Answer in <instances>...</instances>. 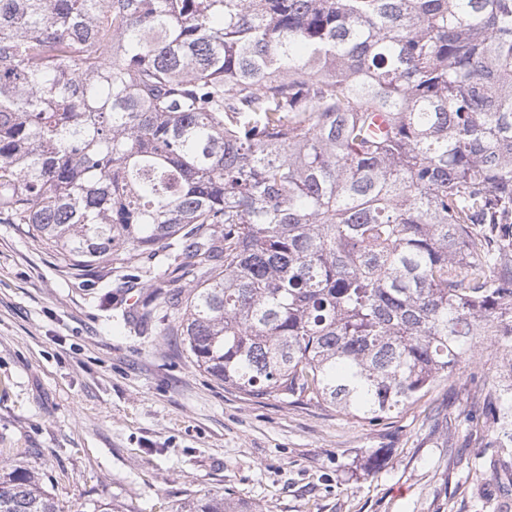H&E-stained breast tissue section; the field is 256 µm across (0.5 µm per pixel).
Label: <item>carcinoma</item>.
I'll use <instances>...</instances> for the list:
<instances>
[{
    "instance_id": "1",
    "label": "carcinoma",
    "mask_w": 512,
    "mask_h": 512,
    "mask_svg": "<svg viewBox=\"0 0 512 512\" xmlns=\"http://www.w3.org/2000/svg\"><path fill=\"white\" fill-rule=\"evenodd\" d=\"M0 222L175 247L154 295L250 397L373 424L494 347L512 463V0H0ZM0 512L58 510L14 468Z\"/></svg>"
}]
</instances>
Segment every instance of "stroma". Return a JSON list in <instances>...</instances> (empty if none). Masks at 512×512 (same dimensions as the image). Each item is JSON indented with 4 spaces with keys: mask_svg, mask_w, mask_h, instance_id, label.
<instances>
[{
    "mask_svg": "<svg viewBox=\"0 0 512 512\" xmlns=\"http://www.w3.org/2000/svg\"><path fill=\"white\" fill-rule=\"evenodd\" d=\"M171 262L162 250L135 270L79 271L0 223V466L38 473L59 512H186L216 495L248 512H512L495 476L473 468L490 464V434L472 427L464 394L499 353L373 424L250 398L172 334L174 312L153 294ZM433 406L445 411L435 429Z\"/></svg>",
    "mask_w": 512,
    "mask_h": 512,
    "instance_id": "stroma-1",
    "label": "stroma"
}]
</instances>
